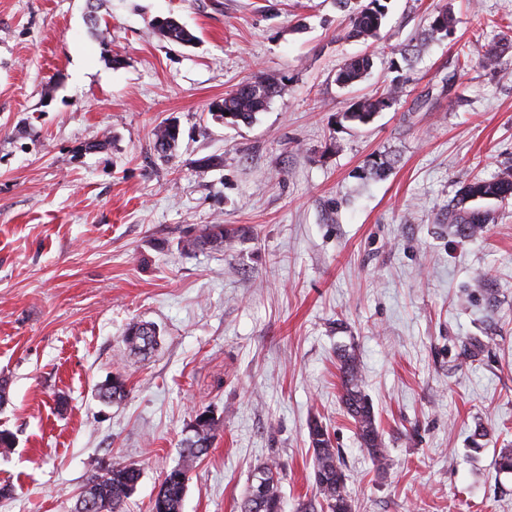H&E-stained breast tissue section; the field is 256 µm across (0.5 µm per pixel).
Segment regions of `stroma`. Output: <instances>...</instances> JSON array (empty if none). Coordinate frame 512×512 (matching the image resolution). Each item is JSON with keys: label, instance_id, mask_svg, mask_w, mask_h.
<instances>
[{"label": "stroma", "instance_id": "stroma-1", "mask_svg": "<svg viewBox=\"0 0 512 512\" xmlns=\"http://www.w3.org/2000/svg\"><path fill=\"white\" fill-rule=\"evenodd\" d=\"M443 7L454 35L417 44ZM166 17L195 42L161 39ZM511 21L512 0H391L366 43L336 0H0V430L15 440L0 512H76L97 461L140 467L126 512H151L202 413L215 439L182 512H240L272 459L295 512L314 495V419L356 512H512L495 467L512 447V198L488 201L479 237L448 226L464 180L512 166V51L503 76L457 66ZM409 44L400 105L343 119ZM366 52L371 72L339 86ZM257 73L284 93L251 124L213 119ZM374 153L396 160L381 180L364 173ZM209 224L237 228L232 249L184 253ZM139 321L164 336L148 359L123 342ZM341 345L393 460L383 477L341 406ZM116 377L126 397L104 400ZM374 65L371 54H363L346 60L336 71V83L349 86L364 78ZM179 134L166 123L156 128L154 132V150L163 158L171 159L178 146Z\"/></svg>", "mask_w": 512, "mask_h": 512}]
</instances>
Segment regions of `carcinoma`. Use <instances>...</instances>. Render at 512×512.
<instances>
[{
    "instance_id": "1",
    "label": "carcinoma",
    "mask_w": 512,
    "mask_h": 512,
    "mask_svg": "<svg viewBox=\"0 0 512 512\" xmlns=\"http://www.w3.org/2000/svg\"><path fill=\"white\" fill-rule=\"evenodd\" d=\"M339 9L348 12L349 29L347 37L363 41L375 40L388 15L387 0H366L358 4L353 0H336ZM456 18L443 8L435 11L429 21L428 35L441 34L450 37L454 33ZM153 28L170 43L186 45L194 40V35L176 21L159 20ZM512 49V35L503 32L499 40L488 46L478 59L477 65L486 71L497 70L508 50ZM374 65L373 56L363 54L346 60L336 71V83L349 86L364 78ZM282 91L280 83L257 74L240 83L224 99L211 105L210 112L219 114L227 124L250 123L256 115L264 112L272 100ZM403 84L395 81L382 92L363 97L353 103L343 117L369 123L375 114L390 109L400 103ZM179 135L169 124H163L154 132V150L163 158L171 159L178 146ZM391 168V162L380 154L372 155L368 163V173L381 178ZM512 197V168L503 170L497 177L485 180L475 177L467 181L452 207L448 209V223L452 224L457 235L474 238L480 235L485 224L491 221V213L476 202L479 200H503ZM234 241V230L222 224H211L204 231L186 239L183 250L195 252L205 247L212 249L229 248ZM123 341L131 352L149 357L162 346L163 336L152 322L140 321L129 327ZM336 365L341 383L340 401L345 414L352 420L360 445L372 458L376 470L385 474L391 467L388 449L377 423L371 399L365 392L362 366L354 347H340L336 350ZM193 435L186 438L183 446V462L172 469L165 477L151 507V512H182L186 486L179 476L188 473L193 464L207 453L214 439V420L193 426ZM308 436L313 451V482L315 498L298 504L297 512H355L354 501L347 489V477L340 462V450L333 446L327 428L317 420L310 421ZM107 468L108 478L102 483L94 481L95 471ZM270 479V500L281 502L279 465L275 461L265 462L255 468ZM141 477V470L133 464L98 462L92 465L91 502L80 503L78 512H124L127 500L133 493L134 485Z\"/></svg>"
}]
</instances>
